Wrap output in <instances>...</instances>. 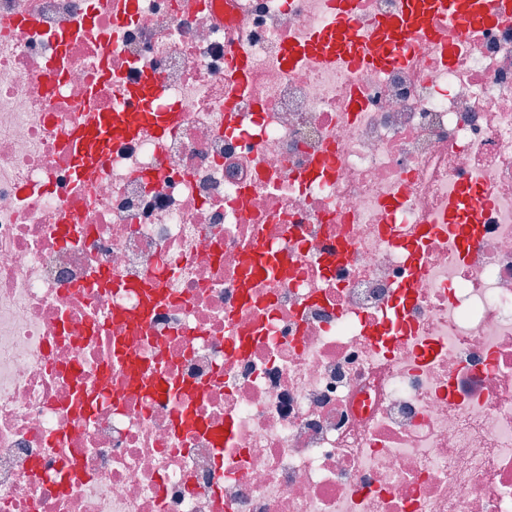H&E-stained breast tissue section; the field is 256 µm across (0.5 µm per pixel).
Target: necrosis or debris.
<instances>
[{"mask_svg": "<svg viewBox=\"0 0 512 512\" xmlns=\"http://www.w3.org/2000/svg\"><path fill=\"white\" fill-rule=\"evenodd\" d=\"M223 7L0 0V512H512V12L377 64L402 2L352 0L356 64L311 49L336 0ZM103 60L184 120L78 183ZM133 280L167 290L137 333Z\"/></svg>", "mask_w": 512, "mask_h": 512, "instance_id": "obj_1", "label": "necrosis or debris"}]
</instances>
